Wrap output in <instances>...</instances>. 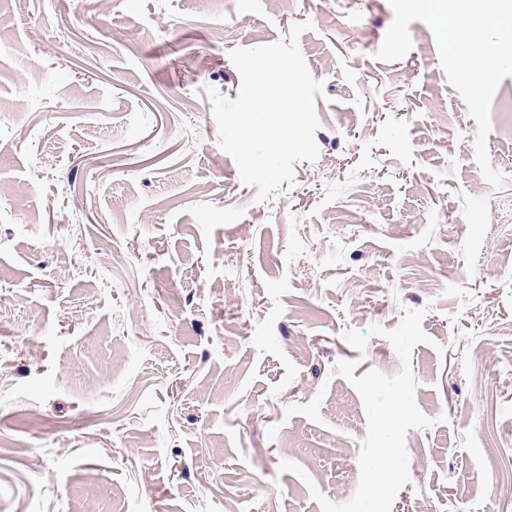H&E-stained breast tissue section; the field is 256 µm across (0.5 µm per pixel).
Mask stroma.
I'll list each match as a JSON object with an SVG mask.
<instances>
[{
    "mask_svg": "<svg viewBox=\"0 0 512 512\" xmlns=\"http://www.w3.org/2000/svg\"><path fill=\"white\" fill-rule=\"evenodd\" d=\"M316 160L267 202L207 88L288 37ZM389 0H0V512H321L367 433L332 375H396L372 326L424 310L411 481L392 512H512V77L476 122ZM368 334L364 351L346 331ZM305 477L280 473L282 461Z\"/></svg>",
    "mask_w": 512,
    "mask_h": 512,
    "instance_id": "35a3bbf8",
    "label": "stroma"
}]
</instances>
